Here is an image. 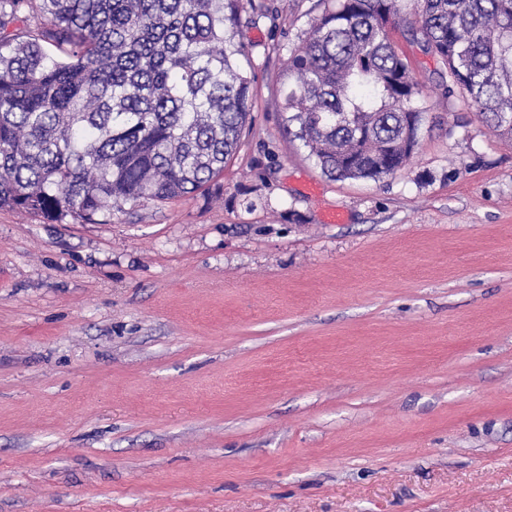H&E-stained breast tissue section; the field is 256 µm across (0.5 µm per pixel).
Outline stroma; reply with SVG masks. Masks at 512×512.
Instances as JSON below:
<instances>
[{
  "mask_svg": "<svg viewBox=\"0 0 512 512\" xmlns=\"http://www.w3.org/2000/svg\"><path fill=\"white\" fill-rule=\"evenodd\" d=\"M256 2L209 190L0 208V512H512V145L398 31L416 153L325 176L280 93L316 0Z\"/></svg>",
  "mask_w": 512,
  "mask_h": 512,
  "instance_id": "1",
  "label": "stroma"
}]
</instances>
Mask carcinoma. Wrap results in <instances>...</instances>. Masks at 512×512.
Here are the masks:
<instances>
[{
  "label": "carcinoma",
  "instance_id": "1",
  "mask_svg": "<svg viewBox=\"0 0 512 512\" xmlns=\"http://www.w3.org/2000/svg\"><path fill=\"white\" fill-rule=\"evenodd\" d=\"M253 0H0V208L96 224L210 186L252 112L234 29ZM317 0L282 110L322 172L371 179L415 153L426 110L392 32L512 141V0ZM53 46L60 55H50Z\"/></svg>",
  "mask_w": 512,
  "mask_h": 512
}]
</instances>
